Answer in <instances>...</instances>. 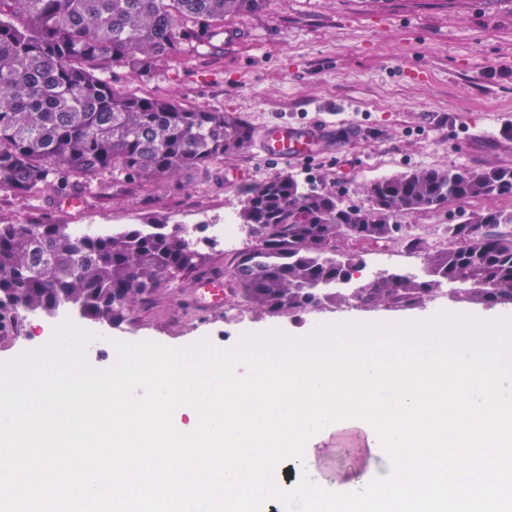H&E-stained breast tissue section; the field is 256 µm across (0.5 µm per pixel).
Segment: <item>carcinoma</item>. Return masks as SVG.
<instances>
[{
  "instance_id": "carcinoma-1",
  "label": "carcinoma",
  "mask_w": 512,
  "mask_h": 512,
  "mask_svg": "<svg viewBox=\"0 0 512 512\" xmlns=\"http://www.w3.org/2000/svg\"><path fill=\"white\" fill-rule=\"evenodd\" d=\"M267 0H0V188L39 200L80 193L98 177L171 181L244 154L252 131L219 108L189 107L112 82L180 62L224 34L228 18ZM370 204L279 175L254 186L241 223L254 241L227 266L244 301L266 314L342 308L336 291L366 267L371 245L424 258L427 279L384 272L359 286L370 310L406 309L442 283L466 298L512 305V211L474 210L431 246L401 234L396 218L454 202L512 194V167L419 168L373 182ZM207 264L179 224H130L77 239L64 224H0V318L62 305L118 325L140 302Z\"/></svg>"
}]
</instances>
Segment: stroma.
<instances>
[{
	"label": "stroma",
	"mask_w": 512,
	"mask_h": 512,
	"mask_svg": "<svg viewBox=\"0 0 512 512\" xmlns=\"http://www.w3.org/2000/svg\"><path fill=\"white\" fill-rule=\"evenodd\" d=\"M242 40L228 50L223 39L183 63L151 77L118 82L182 104L219 107L252 129L281 121L323 119L336 129L334 151L276 165L256 151L225 158L207 173L184 172L178 183L117 184L102 178L66 209L55 194L40 203L0 189V224H111L124 228L156 218L171 224H220L238 218L245 194L257 183L294 175L348 204L369 203L367 189L380 178L418 168L512 167V0H269L258 14L225 21ZM475 201L421 210L402 217V230L439 241L442 228ZM185 278L183 293L136 306L117 327L82 321L93 339L88 364L111 366L116 343L155 342L182 348L209 341L236 346L246 331L302 336L325 325L413 320L441 310L481 313V304L445 301L401 310H320L271 316L245 309L237 291L226 303L245 309L238 325L196 310ZM310 467L326 480L387 466L385 457L345 456L361 447L359 433L321 431L307 442Z\"/></svg>",
	"instance_id": "obj_1"
}]
</instances>
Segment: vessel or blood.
<instances>
[{
    "mask_svg": "<svg viewBox=\"0 0 512 512\" xmlns=\"http://www.w3.org/2000/svg\"><path fill=\"white\" fill-rule=\"evenodd\" d=\"M336 138L331 124L277 122L266 126L256 142L259 154L275 164L302 161L328 152ZM196 306L218 313L224 308V274L216 271L199 279L192 293Z\"/></svg>",
    "mask_w": 512,
    "mask_h": 512,
    "instance_id": "obj_1",
    "label": "vessel or blood"
}]
</instances>
